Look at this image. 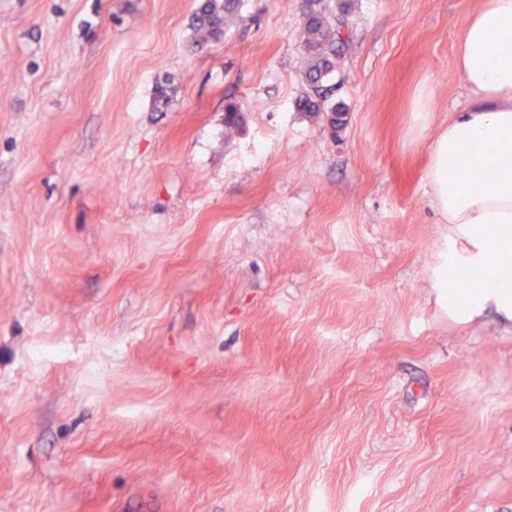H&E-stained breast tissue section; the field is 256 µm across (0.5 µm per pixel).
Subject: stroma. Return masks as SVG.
Wrapping results in <instances>:
<instances>
[{
  "label": "stroma",
  "instance_id": "obj_1",
  "mask_svg": "<svg viewBox=\"0 0 512 512\" xmlns=\"http://www.w3.org/2000/svg\"><path fill=\"white\" fill-rule=\"evenodd\" d=\"M484 2L354 0L335 130L307 0H0V512H512V321L432 280ZM192 16L193 44L203 49L224 37V29L237 12L238 0L199 1Z\"/></svg>",
  "mask_w": 512,
  "mask_h": 512
}]
</instances>
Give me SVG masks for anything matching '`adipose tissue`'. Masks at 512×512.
Masks as SVG:
<instances>
[{
  "label": "adipose tissue",
  "mask_w": 512,
  "mask_h": 512,
  "mask_svg": "<svg viewBox=\"0 0 512 512\" xmlns=\"http://www.w3.org/2000/svg\"><path fill=\"white\" fill-rule=\"evenodd\" d=\"M455 67L469 92L431 149L432 199L448 226L434 286L453 316L487 308L512 319V0L468 19Z\"/></svg>",
  "instance_id": "obj_1"
}]
</instances>
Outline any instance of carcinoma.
Returning a JSON list of instances; mask_svg holds the SVG:
<instances>
[{
  "label": "carcinoma",
  "mask_w": 512,
  "mask_h": 512,
  "mask_svg": "<svg viewBox=\"0 0 512 512\" xmlns=\"http://www.w3.org/2000/svg\"><path fill=\"white\" fill-rule=\"evenodd\" d=\"M238 0H200L192 16L193 44L203 49L224 37V29L237 12ZM351 0H341L336 12L327 11L323 0H310L300 32L305 52L303 81L305 91L296 102L298 111L310 117L329 113L332 128L339 127L338 116L345 111L340 102H330L329 95L336 88L339 48L349 27ZM242 110L239 104L229 102L224 106V129L233 134L241 128Z\"/></svg>",
  "instance_id": "carcinoma-1"
}]
</instances>
